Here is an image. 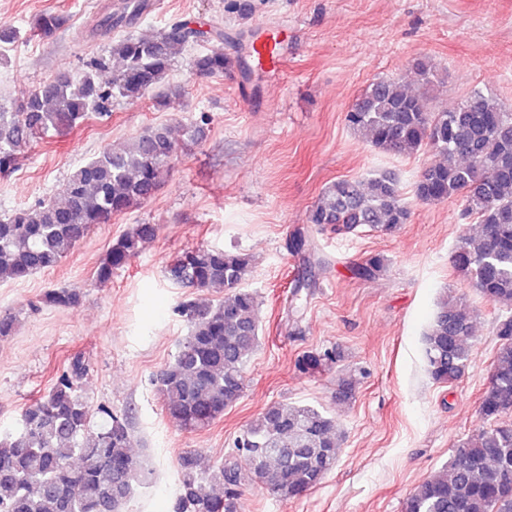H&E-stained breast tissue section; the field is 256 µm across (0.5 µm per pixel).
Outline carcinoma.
Masks as SVG:
<instances>
[{"mask_svg": "<svg viewBox=\"0 0 512 512\" xmlns=\"http://www.w3.org/2000/svg\"><path fill=\"white\" fill-rule=\"evenodd\" d=\"M149 0H122L99 13L95 27H128L150 10ZM59 14H39L30 31L51 39L64 25ZM211 42L191 59L192 69L221 77L230 59L224 32L174 23L155 36L127 33L109 57L93 56L74 78L60 74L28 95L0 103V174L15 169L21 151L53 130L70 131L112 103L134 101L160 88L156 104L182 96L166 84L185 47ZM359 138L384 151L432 159L414 183L425 202L457 198L476 224L452 254L455 271L494 306L503 307L494 327L497 347L488 389L480 402L485 425L461 440L450 461L410 492L404 512H512V108L480 90L445 110L429 106L393 78L374 80L345 116ZM179 144L167 125L148 128L130 145L105 149L77 166L62 184V202H39L0 216V279L25 280L52 269L97 224H107L150 199L178 158ZM394 175L371 172L326 186L289 239L294 253L313 250L309 231L336 232L369 226L385 235L409 221ZM153 224H138L112 242L95 271L102 285L139 256L156 236ZM252 266L244 252L195 247L166 267L172 282L200 291L230 292L216 303L189 302L180 312L189 323L174 360L153 378L168 417L183 430H202L243 396L250 355L260 343L257 295L242 287ZM385 259L372 255L351 268L372 280ZM80 302L72 288L47 291L38 303L70 309ZM476 314L445 294L423 335V358L434 383L450 386L469 367ZM343 358L336 348L299 355L295 368L314 375ZM89 363L75 354L56 374L49 391L21 413L17 427L0 435V512H127L146 468L131 448L126 414L94 408L78 394ZM343 433L338 420L314 406L267 405L234 440L235 454L207 477L197 455L180 459L171 512H238V488L255 481L288 499L318 487L336 466Z\"/></svg>", "mask_w": 512, "mask_h": 512, "instance_id": "cac0c4a2", "label": "carcinoma"}]
</instances>
